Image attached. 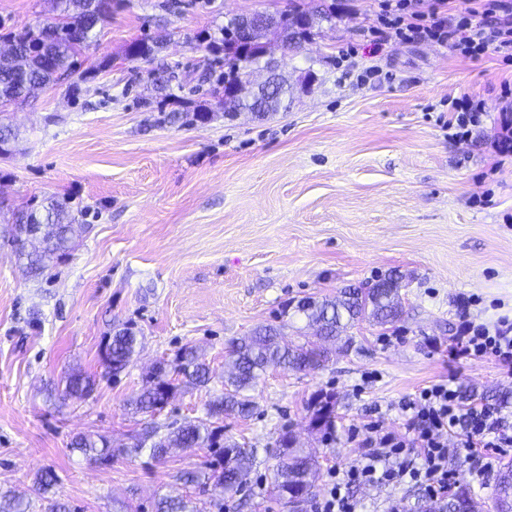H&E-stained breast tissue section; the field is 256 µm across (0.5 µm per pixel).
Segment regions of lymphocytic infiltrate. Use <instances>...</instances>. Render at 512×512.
I'll return each instance as SVG.
<instances>
[{
    "label": "lymphocytic infiltrate",
    "mask_w": 512,
    "mask_h": 512,
    "mask_svg": "<svg viewBox=\"0 0 512 512\" xmlns=\"http://www.w3.org/2000/svg\"><path fill=\"white\" fill-rule=\"evenodd\" d=\"M374 2L378 23L398 41L435 42L465 58L491 52L503 63L512 62V0H469L468 8L458 14L449 13V0H432L426 7L421 0ZM484 115L482 101L465 95L451 99L445 125L463 139L481 127ZM455 354L491 356L512 367V320L503 316L490 326L469 325ZM403 409L411 414L406 432H386L377 423L364 425L366 454L328 484L314 512H357L356 500L345 491L352 483L409 482L424 486L429 495L446 489L449 448L445 436L450 432L460 433L465 446L474 449L472 474L479 480L492 471L483 449L512 447V420L491 405L462 410L458 389L448 383L422 389Z\"/></svg>",
    "instance_id": "1"
}]
</instances>
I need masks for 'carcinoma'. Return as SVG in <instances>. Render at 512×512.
I'll list each match as a JSON object with an SVG mask.
<instances>
[{
    "instance_id": "1",
    "label": "carcinoma",
    "mask_w": 512,
    "mask_h": 512,
    "mask_svg": "<svg viewBox=\"0 0 512 512\" xmlns=\"http://www.w3.org/2000/svg\"><path fill=\"white\" fill-rule=\"evenodd\" d=\"M57 17L36 28L13 29L0 24V40L10 51L0 52V102L23 104L36 98L46 88L58 84L76 72L77 56L94 42L97 27L112 15V0H56ZM332 15L319 9L292 7L278 16L279 27L288 41L300 45L310 39L312 30ZM237 18L231 17L219 28L221 37L210 40L205 49L222 47L224 58L210 64L224 67L215 84L236 82L240 76L263 64V45L242 50L237 45ZM163 40L148 37L131 41L126 58L149 61L160 49ZM292 85L286 78L277 79L276 89L260 97L242 99L224 107L230 117L238 112L265 115L288 106ZM74 217L69 198L52 194L43 200L38 211H18L5 220L11 225L9 244L17 260L36 277L45 271L53 258H62L72 249ZM397 276L381 279L371 288H341L333 298L308 297L297 306L308 324L319 329L326 341H343L345 349L355 345L350 330L363 321L384 326L399 321L404 313ZM141 341L129 326L116 330L106 346L103 361L109 372L116 374L130 364ZM331 352L309 341H287L282 328L271 325L255 327L249 335L233 339L228 344L230 369L224 375V392L208 403L207 418L182 425L165 436L144 433L131 437L120 448L112 447L102 435L79 434L70 443L71 449L94 462H108L115 455H131L150 447L152 455L163 458L172 448H207L215 463L210 470H186L178 480L185 485L202 487L216 496L231 499L243 489V479L253 468L257 449L237 443L226 445L221 433L212 427L211 419L224 416L249 417L255 402L249 391L263 378L267 369L312 372L326 366ZM210 382L209 367L199 361L193 349H185L170 363L161 362L142 379L136 395L127 401L135 413L155 415L163 410L178 387L201 389ZM94 377L73 372L66 380L65 396L83 399L95 387ZM315 430H332L336 418V394L320 392L308 405ZM277 464L272 469L271 485L280 499L291 500L304 490L313 493L317 462L297 448L291 431L281 434ZM57 483L56 475L43 471L37 478L35 493L43 512H61L62 506L48 497V490ZM461 498L446 502L442 512H461L472 495L469 484L459 481ZM496 500L512 502V463L504 466L495 479ZM33 504L10 492H0V512H31ZM155 512H199L192 501L181 496L164 497L157 501Z\"/></svg>"
}]
</instances>
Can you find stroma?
<instances>
[{
    "label": "stroma",
    "instance_id": "obj_1",
    "mask_svg": "<svg viewBox=\"0 0 512 512\" xmlns=\"http://www.w3.org/2000/svg\"><path fill=\"white\" fill-rule=\"evenodd\" d=\"M331 8L332 21L280 57L294 82L288 111L225 116L202 80L208 54L192 42L217 35L229 17ZM52 0H0V21L33 27ZM364 0H112V19L82 51L88 74L78 95L67 82L0 110L18 131L0 155V201L39 208L51 194L87 209L74 247L34 279L18 263L0 223V490L30 497L37 472L52 470L66 512H154L157 499L185 494L202 512H289L270 492L274 451L292 431L317 457L323 494L330 474L364 450L349 428L372 421L405 431L402 409L423 387L449 380L463 407L509 395L512 376L493 359L455 360L449 349L464 321L512 318V161L497 163L486 139L451 140L438 123L448 100H483L492 127L512 68L494 54L476 60L447 46L370 35ZM165 37L151 61L126 58L136 38ZM189 72L187 84L157 91L162 67ZM314 71L310 89L296 84ZM207 108L206 123H159L161 113ZM402 276L404 315L360 323L356 347L311 373L269 369L253 390L255 413L216 420L225 439L258 450L243 490L216 508L210 493L184 487L179 472L204 467L205 448L149 452L108 463L70 448L80 433L124 444L149 423L205 418L224 390L225 348L260 324L288 338L314 336L294 308ZM142 347L118 375L102 349L119 325ZM194 349L211 370L207 388L178 389L160 414L132 415L125 403L158 361ZM75 369L95 375L83 400L64 398ZM336 395L331 434L310 429L319 391ZM421 486L357 485L359 512L410 508Z\"/></svg>",
    "mask_w": 512,
    "mask_h": 512
}]
</instances>
